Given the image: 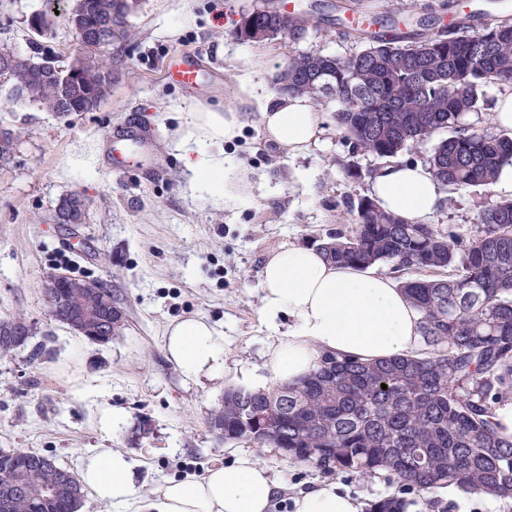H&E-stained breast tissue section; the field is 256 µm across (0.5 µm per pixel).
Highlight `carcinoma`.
Here are the masks:
<instances>
[{
  "label": "carcinoma",
  "mask_w": 512,
  "mask_h": 512,
  "mask_svg": "<svg viewBox=\"0 0 512 512\" xmlns=\"http://www.w3.org/2000/svg\"><path fill=\"white\" fill-rule=\"evenodd\" d=\"M344 9L363 49L291 55L288 75L311 86L288 93L336 99V131L353 154L388 164L430 142L428 170L444 187L491 188L512 165V134L487 133L465 116L487 106L484 87L512 88V18L474 31L463 17L429 33L404 0L395 12L370 11L366 0ZM311 30H321L313 11L288 15L291 41ZM127 36V19L115 18L104 44ZM14 59L9 81L35 89L31 107L58 112L57 87L36 80L43 47L31 40ZM442 132L449 136L433 141ZM347 207L350 227L320 243L324 258L361 271L388 264L403 276L400 288L422 313L425 351L374 363L326 355L295 385L227 390L208 423L224 427L226 441L275 448L327 472L385 471L408 493L456 486L511 495L512 434L497 407L512 399V198L483 210L466 244L369 197ZM63 475L82 487L51 455L0 451V512H77L81 495L43 497Z\"/></svg>",
  "instance_id": "1"
}]
</instances>
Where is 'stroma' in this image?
<instances>
[{
    "label": "stroma",
    "mask_w": 512,
    "mask_h": 512,
    "mask_svg": "<svg viewBox=\"0 0 512 512\" xmlns=\"http://www.w3.org/2000/svg\"><path fill=\"white\" fill-rule=\"evenodd\" d=\"M263 0H140L128 19L129 35L104 47L114 57L112 87L89 112L58 118L0 102V125L19 133L11 161L0 166V318L31 321L29 349L0 355V450L31 449L71 469L90 454L123 450L134 463L136 499L115 507L85 495L79 512H137L162 481L203 476L218 464L254 456L283 483L272 512H293L292 497L325 483L368 505L391 496L386 473L361 479L321 471L275 449L255 453L245 441L218 442L206 420L224 393L245 378L267 376L265 351L273 336L260 312L261 272L279 246L316 245L349 224L348 198L371 193L379 160L349 155L333 134L305 154L291 156L264 140L261 126L245 120L225 155L246 172L252 200L225 210L195 190L180 146L194 113L239 110L242 74L275 90V76L297 51L346 56L361 45L345 26L300 42L277 37L262 45L239 40L242 15ZM421 17L440 22L512 13V0H415ZM42 0H0V45L25 48L27 16ZM194 58L205 78L194 87L169 79L171 58ZM148 129L144 157L112 168V146L133 120ZM85 199L80 224H59L65 197ZM502 189L446 192L429 222L463 242L475 237L478 214L505 197ZM104 280L124 329L97 344L50 319L43 297L47 273ZM195 316L224 336V369L183 380L163 349L167 326ZM122 418L105 428L100 410ZM404 512H486L479 497L451 489L408 495Z\"/></svg>",
    "instance_id": "1"
}]
</instances>
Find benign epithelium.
Returning a JSON list of instances; mask_svg holds the SVG:
<instances>
[{"mask_svg":"<svg viewBox=\"0 0 512 512\" xmlns=\"http://www.w3.org/2000/svg\"><path fill=\"white\" fill-rule=\"evenodd\" d=\"M68 21L78 45L67 53L68 65L64 73L54 75L62 97L60 115L89 112L103 99L112 85V72L101 68L94 51L112 21L91 13L86 0H73ZM33 34L41 36L52 25V18L44 10L32 12L27 19ZM99 70V85L83 86L84 77L92 69ZM86 202L80 196H71L59 206L58 223L80 224L83 221ZM102 280L77 279L68 274L51 272L45 277L44 298L51 317L65 324L80 336L93 342L103 343L112 333V300L105 292ZM32 334L31 323L25 319L10 320L0 327V346L13 352L24 346Z\"/></svg>","mask_w":512,"mask_h":512,"instance_id":"obj_1","label":"benign epithelium"}]
</instances>
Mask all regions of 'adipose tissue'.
<instances>
[{"label": "adipose tissue", "instance_id": "adipose-tissue-1", "mask_svg": "<svg viewBox=\"0 0 512 512\" xmlns=\"http://www.w3.org/2000/svg\"><path fill=\"white\" fill-rule=\"evenodd\" d=\"M241 99L255 108L266 140L290 155L304 153L331 130L327 112L313 109L306 96L273 94L246 81ZM244 119L241 112H200L187 135L194 183L228 210L251 200L246 173L221 149L237 138ZM372 193L383 209L421 223L438 207L444 189L426 169L395 163L377 172ZM261 284L260 315L277 335L266 366L277 383L299 382L326 353L373 362L415 354L424 344L421 315L393 278L332 264L316 248L280 246L266 261ZM164 350L190 381L224 368V338L200 318L170 323ZM132 469L125 453L112 451L86 457L79 478L96 500L119 507L135 495ZM277 489L265 467L242 457L201 477L162 482L142 510L269 512ZM294 504L295 512H360L354 497L331 485L300 492Z\"/></svg>", "mask_w": 512, "mask_h": 512}]
</instances>
